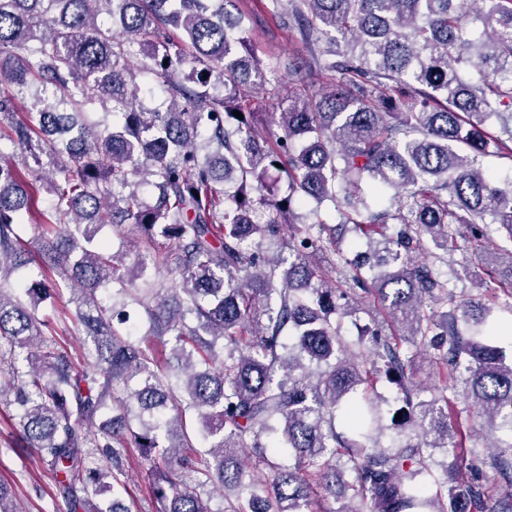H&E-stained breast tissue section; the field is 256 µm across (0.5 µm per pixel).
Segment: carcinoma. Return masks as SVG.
I'll list each match as a JSON object with an SVG mask.
<instances>
[{
  "label": "carcinoma",
  "mask_w": 512,
  "mask_h": 512,
  "mask_svg": "<svg viewBox=\"0 0 512 512\" xmlns=\"http://www.w3.org/2000/svg\"><path fill=\"white\" fill-rule=\"evenodd\" d=\"M231 2L0 0V398L17 440L71 512H129L133 449L161 512H211L206 487L222 512H318L338 490L359 508L337 512H481L485 478L459 480L481 449L454 439L448 416L461 379L500 433L484 464L502 479L496 512H512V354L488 325L499 296L479 281L460 303L416 256L456 250L463 227L512 297V248L487 232L512 242V180L484 168L512 161V0L473 13L468 0H260L329 84L273 114L251 106L275 78ZM134 58L164 110L140 100ZM45 156L62 181L44 178ZM259 208L273 219L256 223ZM127 224L149 249L168 241L153 265L179 273V292L137 287L147 264L127 267L100 235ZM338 225L386 230L344 259L348 273L322 263ZM69 287L75 311L57 330L38 311ZM372 297L394 329L373 318L345 336ZM460 319L482 330L464 338ZM59 336L82 338V361ZM379 373L398 382L413 445L382 443ZM433 448L451 458L441 478ZM95 451L110 465L86 466ZM0 512H21L5 483Z\"/></svg>",
  "instance_id": "carcinoma-1"
}]
</instances>
